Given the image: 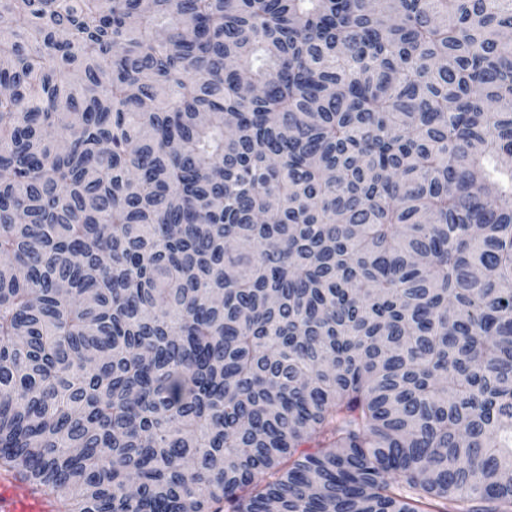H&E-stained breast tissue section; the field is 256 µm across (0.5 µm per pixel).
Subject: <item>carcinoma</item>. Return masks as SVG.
<instances>
[{"instance_id":"cac0c4a2","label":"carcinoma","mask_w":512,"mask_h":512,"mask_svg":"<svg viewBox=\"0 0 512 512\" xmlns=\"http://www.w3.org/2000/svg\"><path fill=\"white\" fill-rule=\"evenodd\" d=\"M0 468L61 512H512V0H0Z\"/></svg>"}]
</instances>
